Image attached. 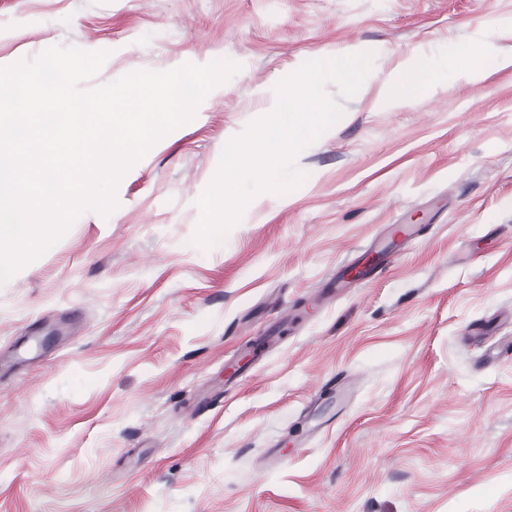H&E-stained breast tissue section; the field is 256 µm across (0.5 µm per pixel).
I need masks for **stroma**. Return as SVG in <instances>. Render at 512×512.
<instances>
[{
  "label": "stroma",
  "mask_w": 512,
  "mask_h": 512,
  "mask_svg": "<svg viewBox=\"0 0 512 512\" xmlns=\"http://www.w3.org/2000/svg\"><path fill=\"white\" fill-rule=\"evenodd\" d=\"M53 45L107 52L85 91L242 69L0 285V512H512V65L468 76L473 46L512 57V0H0V66ZM365 50L301 186L189 246L276 83ZM398 224L413 245L337 291ZM428 73L425 69L410 66L401 76L391 77L388 81V103L401 106L412 101L410 91L426 81Z\"/></svg>",
  "instance_id": "1"
}]
</instances>
